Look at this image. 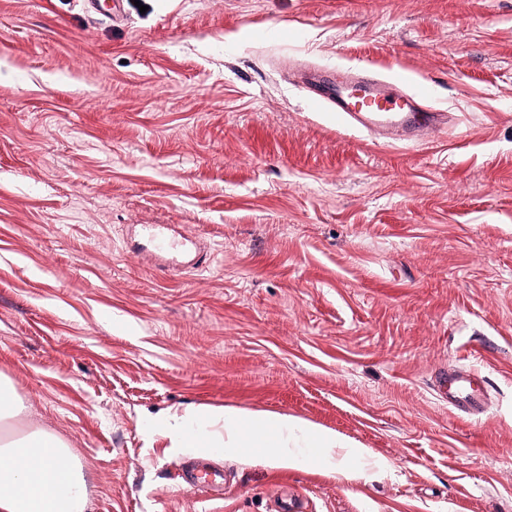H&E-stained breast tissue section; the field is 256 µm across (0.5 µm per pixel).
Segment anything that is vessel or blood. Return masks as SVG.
I'll return each mask as SVG.
<instances>
[{"label": "vessel or blood", "instance_id": "1", "mask_svg": "<svg viewBox=\"0 0 512 512\" xmlns=\"http://www.w3.org/2000/svg\"><path fill=\"white\" fill-rule=\"evenodd\" d=\"M406 86L407 76L402 72L368 81L317 77L311 82L308 100L315 107L335 112L337 122L391 142L410 140L421 128L447 125L446 112L431 106L419 108ZM145 231L159 249L188 256L196 253L192 238H170L165 225L149 224ZM437 379L449 408L465 414L482 411L483 373L452 364L440 370Z\"/></svg>", "mask_w": 512, "mask_h": 512}]
</instances>
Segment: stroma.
<instances>
[{"mask_svg":"<svg viewBox=\"0 0 512 512\" xmlns=\"http://www.w3.org/2000/svg\"><path fill=\"white\" fill-rule=\"evenodd\" d=\"M306 66L404 71L451 121L384 144L310 108ZM451 363L487 376L480 414L437 392ZM0 374L89 512H512V0H0ZM200 405L387 467L173 447ZM145 232L153 240L159 249L168 251L174 254L194 256V265L203 267L204 260L199 257V252L195 250V242L190 237H183L181 239H172L166 234L165 224H146L144 225Z\"/></svg>","mask_w":512,"mask_h":512,"instance_id":"35a3bbf8","label":"stroma"}]
</instances>
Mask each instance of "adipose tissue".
Masks as SVG:
<instances>
[{
	"label": "adipose tissue",
	"instance_id": "1",
	"mask_svg": "<svg viewBox=\"0 0 512 512\" xmlns=\"http://www.w3.org/2000/svg\"><path fill=\"white\" fill-rule=\"evenodd\" d=\"M28 409L5 376H0V512H86L84 473L68 442L58 433L29 425L17 434ZM164 428L177 448L204 443L227 448L250 441L282 468H293L297 444L320 449L338 460L346 476L359 460L370 458L360 447L331 430L316 428L294 415L246 413L233 406H203L193 416L167 415Z\"/></svg>",
	"mask_w": 512,
	"mask_h": 512
}]
</instances>
